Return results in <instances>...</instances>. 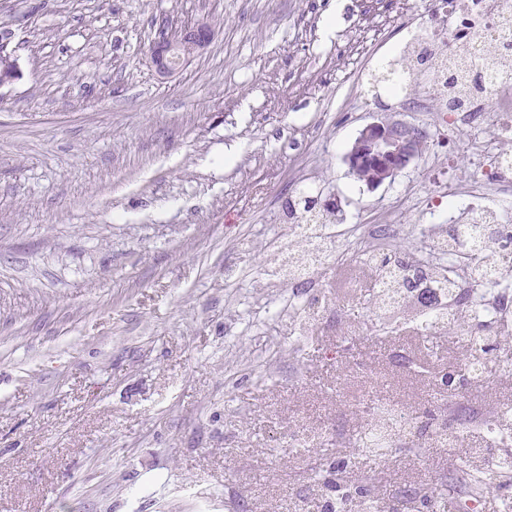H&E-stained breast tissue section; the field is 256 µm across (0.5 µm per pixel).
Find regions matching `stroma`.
Returning a JSON list of instances; mask_svg holds the SVG:
<instances>
[{"instance_id": "1", "label": "stroma", "mask_w": 512, "mask_h": 512, "mask_svg": "<svg viewBox=\"0 0 512 512\" xmlns=\"http://www.w3.org/2000/svg\"><path fill=\"white\" fill-rule=\"evenodd\" d=\"M336 13V29L324 18ZM207 19L212 42L172 77L149 50L160 21ZM430 0H0V512H321L331 496L288 440L368 421L376 399L443 412L439 375L465 337L428 352L414 310L367 335L366 226L395 225L396 254L433 224L465 221L480 175L442 119L382 76ZM391 115L427 132L422 156L377 189L348 173L359 131ZM232 160H225L226 149ZM336 195L343 259L321 288L270 264L291 239L285 203ZM333 300L341 322L299 329ZM415 371L401 370L398 353ZM508 409L512 362L459 398ZM484 438L348 468L392 502L482 468Z\"/></svg>"}]
</instances>
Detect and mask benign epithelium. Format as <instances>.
I'll return each mask as SVG.
<instances>
[{
    "label": "benign epithelium",
    "mask_w": 512,
    "mask_h": 512,
    "mask_svg": "<svg viewBox=\"0 0 512 512\" xmlns=\"http://www.w3.org/2000/svg\"><path fill=\"white\" fill-rule=\"evenodd\" d=\"M213 37L205 21H188L176 32L160 31L150 51L151 64L160 76H170L185 66ZM423 130L400 119L380 117L368 123L345 155L348 172H358L367 162L378 166V176L368 186L391 181L422 156Z\"/></svg>",
    "instance_id": "7a95c632"
}]
</instances>
